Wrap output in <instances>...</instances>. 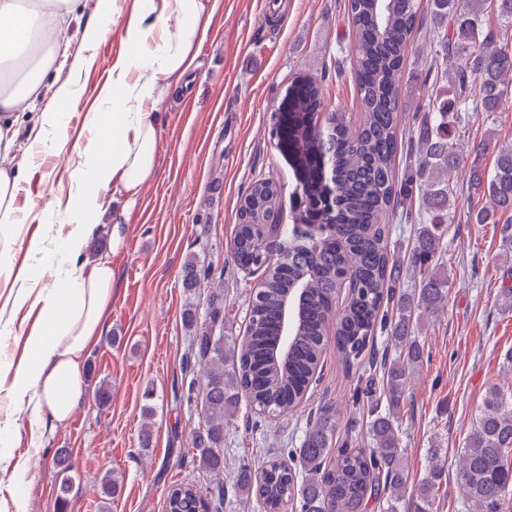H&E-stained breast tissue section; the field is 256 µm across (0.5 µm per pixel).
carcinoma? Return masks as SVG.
Here are the masks:
<instances>
[{"label": "carcinoma", "instance_id": "carcinoma-1", "mask_svg": "<svg viewBox=\"0 0 512 512\" xmlns=\"http://www.w3.org/2000/svg\"><path fill=\"white\" fill-rule=\"evenodd\" d=\"M347 0L355 29L356 81L362 122L351 129L343 117L325 135L313 129L297 132L316 150L330 156L336 181V206L321 214L312 206L320 185L294 190L308 204L294 212L290 224H265L280 190L257 180L241 198L232 254L236 265L263 271L248 304L243 336L228 344L222 336L197 330L196 314L185 313L194 330L190 347L201 367L203 427L193 445L199 466L219 475L224 470V419L236 412L247 395L258 410L273 415L292 411L302 402L315 375L330 325H336V351L345 366L359 363L378 323L400 267L391 255L378 224L390 210L421 198L431 222L419 228L412 267L419 277L417 292L396 302L391 341L398 354L384 364L382 383L387 411H372L369 448H338L333 469L322 470L336 434L332 416L323 414L309 429L296 452L304 476L274 461L257 472L243 464L240 489L263 500L269 512L290 498H299L301 512H362L367 501L384 497L387 512L408 488L399 436V415L408 400L413 374L424 361V347L410 335L411 318L431 321L448 297V274L439 264L447 250L442 225L450 220L456 190L448 172L460 160L448 133V115L459 105L474 103L475 112H498L512 97V45L500 42L498 29L512 27V0ZM448 27L438 28L442 21ZM433 28L436 51L448 59L463 58L450 78L452 96L432 106L414 123L410 141L417 159L401 180L394 165L398 150L400 83L410 40L424 26ZM321 88L309 80V91L297 106L313 112ZM472 194L489 197L491 207L471 210L474 224H497L498 214L512 211V144L501 146L492 172L476 163L469 170ZM323 217L327 228L314 244L296 232L297 224ZM306 289L309 296L294 314L288 347L277 346L282 304ZM350 300L336 308L343 290ZM455 477L468 512H503L512 490V391L497 386L485 393L465 447L454 460ZM435 464L413 488L416 512H436L435 490L447 479ZM224 487L216 484L205 498L196 485L173 486L167 512H210L222 507Z\"/></svg>", "mask_w": 512, "mask_h": 512}]
</instances>
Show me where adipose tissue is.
<instances>
[{
  "instance_id": "1",
  "label": "adipose tissue",
  "mask_w": 512,
  "mask_h": 512,
  "mask_svg": "<svg viewBox=\"0 0 512 512\" xmlns=\"http://www.w3.org/2000/svg\"><path fill=\"white\" fill-rule=\"evenodd\" d=\"M219 10V0H131L124 35L128 53L115 56L109 80L90 112L87 131L69 140L56 134L59 105L75 96L61 85L41 100V71L56 60L73 70L93 68L95 56L71 52L68 25L81 14V0H0V61L15 62L0 75V239L11 240L23 224H41L47 211L64 216L70 229L52 243L29 242L31 265L15 267L0 251V284L20 281L16 305L37 312L27 333L28 356L7 363L0 387L31 406L35 420L66 423L81 400L85 361L101 338L112 300V261L83 258L90 233L117 224L153 177L161 138L157 114L169 95L187 86L198 47ZM35 112L26 147L17 144L21 117ZM72 153L70 189L56 188L46 208L17 204L23 173L38 156ZM72 267L45 284L39 267L54 258Z\"/></svg>"
}]
</instances>
